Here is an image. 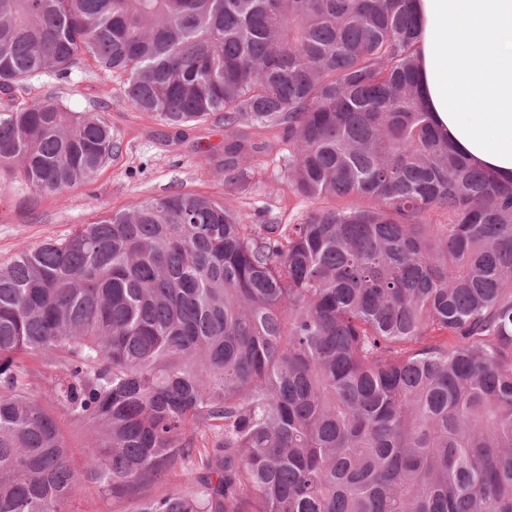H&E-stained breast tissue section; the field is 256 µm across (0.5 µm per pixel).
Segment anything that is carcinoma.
Listing matches in <instances>:
<instances>
[{"label":"carcinoma","mask_w":512,"mask_h":512,"mask_svg":"<svg viewBox=\"0 0 512 512\" xmlns=\"http://www.w3.org/2000/svg\"><path fill=\"white\" fill-rule=\"evenodd\" d=\"M416 34L412 0H0V172L112 159L103 111L17 97L88 66L312 204L136 199L0 264V512H512V183L434 130ZM260 159V164H256L252 156L238 159V168L251 175V180L245 192L236 194L233 203L247 217V224H261L266 209L271 211L270 217L275 218L278 224L297 223L311 204L287 190L282 183L279 155L273 153ZM282 188L284 192L280 190ZM132 507L127 499L101 496L94 488L84 486L66 503L68 512H126Z\"/></svg>","instance_id":"obj_1"}]
</instances>
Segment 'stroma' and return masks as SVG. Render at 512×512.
<instances>
[{
	"label": "stroma",
	"mask_w": 512,
	"mask_h": 512,
	"mask_svg": "<svg viewBox=\"0 0 512 512\" xmlns=\"http://www.w3.org/2000/svg\"><path fill=\"white\" fill-rule=\"evenodd\" d=\"M32 84L55 91L71 111L103 110L120 149L93 183L59 194L34 192L16 175L0 173V264L45 241L66 238L95 214L121 210L136 199L177 191L223 198V129L193 128L175 147L167 143L172 129L133 108L119 81L76 70L64 79L42 75ZM238 167L251 175L247 190L235 200L248 223H261L268 212L278 223L293 224L309 210V202L284 189L278 155L259 161L243 156Z\"/></svg>",
	"instance_id": "35a3bbf8"
}]
</instances>
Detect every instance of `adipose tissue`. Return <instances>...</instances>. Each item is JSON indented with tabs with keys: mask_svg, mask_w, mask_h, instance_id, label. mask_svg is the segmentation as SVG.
I'll use <instances>...</instances> for the list:
<instances>
[{
	"mask_svg": "<svg viewBox=\"0 0 512 512\" xmlns=\"http://www.w3.org/2000/svg\"><path fill=\"white\" fill-rule=\"evenodd\" d=\"M417 79L438 131L512 180V0H413Z\"/></svg>",
	"mask_w": 512,
	"mask_h": 512,
	"instance_id": "obj_1",
	"label": "adipose tissue"
}]
</instances>
